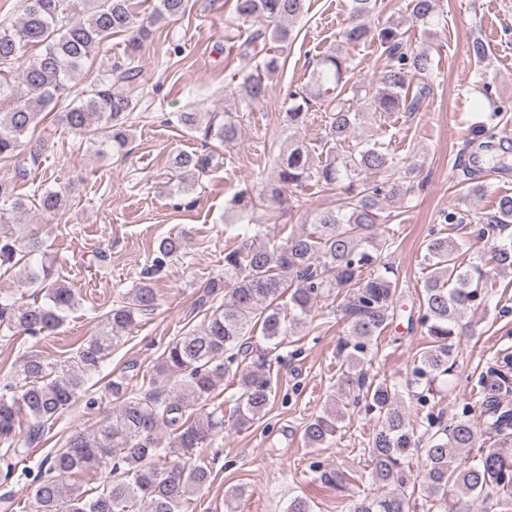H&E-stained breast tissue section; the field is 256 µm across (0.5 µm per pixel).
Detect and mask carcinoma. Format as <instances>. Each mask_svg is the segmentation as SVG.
<instances>
[{
  "instance_id": "obj_1",
  "label": "carcinoma",
  "mask_w": 512,
  "mask_h": 512,
  "mask_svg": "<svg viewBox=\"0 0 512 512\" xmlns=\"http://www.w3.org/2000/svg\"><path fill=\"white\" fill-rule=\"evenodd\" d=\"M437 2L409 0L407 9L412 19L428 24L440 16ZM305 8L306 0H235L236 20L262 24L247 41L244 55L263 53L256 68L267 76L284 68L281 50L291 39L287 23L301 17ZM21 9L19 25L0 28V103L10 102L0 111V158L14 161V175L0 177V268L25 275L27 283L44 293V301L26 302L0 293V326L14 335L37 336L59 329L78 301L51 268L43 264L36 270L26 261L40 251L39 237L4 231L26 213L30 199L18 193V181L26 180L40 162L39 151L28 147L27 137L106 41L125 35L124 58L108 64L61 115L70 130L86 136L98 156L123 151L132 139L130 114L152 80L137 65L139 53L159 24L187 14L189 0H157L144 19L136 0H21ZM378 10L379 0H350V25L344 31L348 43L378 42L385 66L376 80L357 86L356 66L342 51L320 57L307 89L288 94L284 121L291 129L299 128L306 108L318 100L325 106V136L313 147L291 139L280 150L277 181L237 190L228 210L242 217L266 195L279 197L312 179L336 191L335 204L312 215L311 229L292 230L285 238L277 239L265 225L256 224L253 236L224 253V280L205 284L194 301L195 307L206 308L203 324L174 338L142 384L124 372L112 377L108 390L117 404L112 417L91 431L72 434L64 447L46 457L34 477L30 512H130L136 505L142 512H185L187 501L210 483L212 472L188 464L183 456L209 447L224 433L222 406L197 415L195 407L207 401L234 368L238 393L224 403L233 405L236 425L243 428L262 419L274 399L273 353L284 344L287 330L303 326L326 296L340 299L347 323L345 338L336 346L346 365L336 380L338 398L380 422L364 448L373 491L352 500L349 512H409L407 490L416 478L408 458L414 451L423 458L422 489L431 502L444 507L448 497L455 498L452 512H469L479 499L512 495V448H497L472 461L465 456L483 437L503 443L512 437V400L507 397L512 355L502 358L504 368L479 377L477 422L464 411L444 425L428 412L415 426L405 406L408 397L428 407L439 385L447 384L456 366L453 338L459 318L488 297L487 265L512 270L511 237L490 242L488 258L467 264L460 261L454 240L429 239L425 261L431 272L423 284L418 315L427 347L417 353L403 386L371 378L364 369L398 302L394 268L382 260L384 248L393 241L377 233L382 202L410 192L405 182L413 168L401 169L371 130H362L347 151L342 148L371 112L418 111L431 93L428 77L434 65L427 52L407 47L401 24L370 27ZM27 47L38 53L26 56ZM268 91L261 74L243 73L231 96L250 106L263 101ZM350 92L356 98L352 104L345 99ZM176 119L206 143L229 145L240 132L238 112L227 109L203 112L189 107L176 113ZM221 158L217 151L202 156L179 150L170 164L184 182L220 166ZM67 200L66 188L46 189L35 206L54 219ZM490 223L502 229L512 225V196L500 197ZM181 249L179 237L160 240L131 298L112 307L98 331L68 359H19L16 372L22 385L8 383L0 393V466L5 476L24 461L46 426L87 391L92 376L138 324L137 316L152 309V275ZM219 288L224 289V301L217 305ZM23 417L29 429L20 437L16 426ZM341 419L336 407L326 408L307 424L304 439L313 448L321 447L336 436ZM89 474L105 475L90 497L76 483Z\"/></svg>"
}]
</instances>
